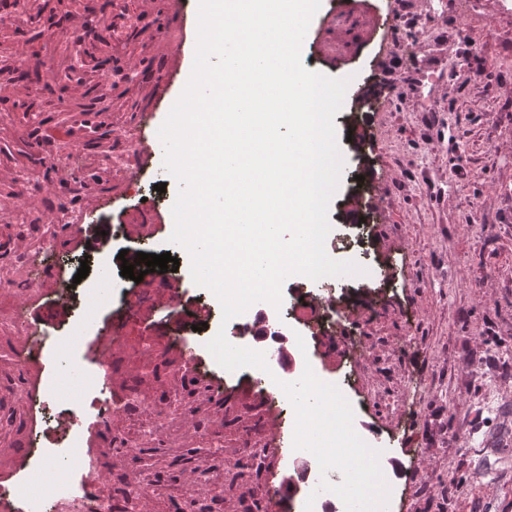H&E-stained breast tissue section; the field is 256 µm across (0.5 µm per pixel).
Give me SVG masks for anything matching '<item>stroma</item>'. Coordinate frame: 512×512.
<instances>
[{
  "instance_id": "35a3bbf8",
  "label": "stroma",
  "mask_w": 512,
  "mask_h": 512,
  "mask_svg": "<svg viewBox=\"0 0 512 512\" xmlns=\"http://www.w3.org/2000/svg\"><path fill=\"white\" fill-rule=\"evenodd\" d=\"M456 2L322 0L301 50L310 71L353 75L334 118L345 165L329 221L340 239L367 228L371 269L340 277L336 296L352 316L333 337L310 340L306 357L318 379L342 384L355 431L378 449L400 492L395 512H512V16L501 0ZM43 3L25 32L0 21V59L21 55L27 64L25 79H0V113L72 136L52 142L24 126L0 128V189L41 204L34 223L18 226L22 238L41 233L52 200L82 230L76 239L56 233L34 267L40 287L19 294L30 325L48 334L45 347L0 330V420L12 421L0 435V491L24 476L31 496L52 498V481L28 453L46 449L47 468L68 440L49 430L31 397L50 392L64 406L86 376L107 372L110 395L177 428L176 440L158 435L101 457L99 492L113 512H123L126 482L145 471L156 487L178 485L182 495L141 500L136 512H198L208 493L223 497L224 512H292L296 491L310 486H295L292 456L273 443L288 429L289 406H271V386L222 368L207 349L222 308L170 241L179 185L152 150L192 71L198 0ZM348 3L367 25L330 62L317 50L319 29ZM419 12L422 28L410 22ZM461 27L469 42L457 39ZM116 32L127 44L120 56L110 49ZM52 54L71 57L74 69L58 73ZM130 130L143 136L133 185L112 172V153ZM30 164L42 170L34 194L17 180ZM138 247L171 253L180 265L144 275L139 291L156 295L136 314L116 297L74 305L56 286L84 263L82 287H98L104 269L118 284L120 251ZM68 334L78 338L70 350L77 370L64 379L55 358ZM109 335L103 367L100 339ZM24 352L31 362L21 367ZM191 355L205 368L188 380Z\"/></svg>"
}]
</instances>
